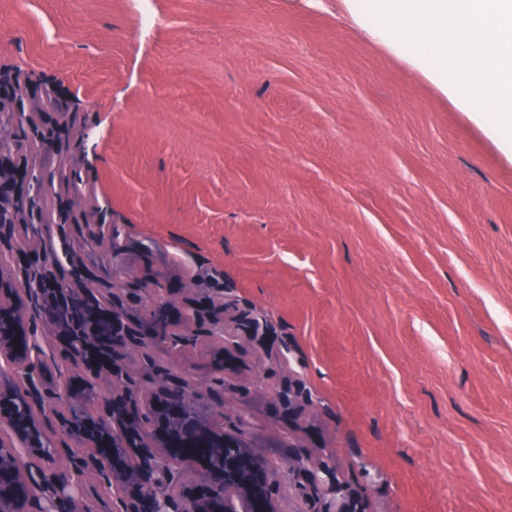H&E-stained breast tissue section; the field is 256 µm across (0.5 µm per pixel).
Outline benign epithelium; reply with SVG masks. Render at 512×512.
I'll return each mask as SVG.
<instances>
[{
    "label": "benign epithelium",
    "instance_id": "benign-epithelium-1",
    "mask_svg": "<svg viewBox=\"0 0 512 512\" xmlns=\"http://www.w3.org/2000/svg\"><path fill=\"white\" fill-rule=\"evenodd\" d=\"M41 109L17 112L0 98V187L26 171L27 201L0 193V240L21 262L0 264V512H280L266 486L278 476L262 448L278 444L224 435V403L209 400L210 375L189 374L176 391L168 376L134 387L127 361L170 357L185 343L224 340L170 330L164 311L176 297L143 286L149 306L125 323L120 277L85 268L80 254L117 248L110 224H86L61 261L43 232L55 223L43 204L53 186L82 194L78 160L49 138L16 130L37 124ZM324 469L288 467L312 487Z\"/></svg>",
    "mask_w": 512,
    "mask_h": 512
}]
</instances>
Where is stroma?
I'll use <instances>...</instances> for the list:
<instances>
[{"mask_svg": "<svg viewBox=\"0 0 512 512\" xmlns=\"http://www.w3.org/2000/svg\"><path fill=\"white\" fill-rule=\"evenodd\" d=\"M434 66L345 0H0V73L58 105L20 141L90 129L120 246L86 267L133 318L160 274L172 324L224 301V342L128 372L208 366L228 436L245 411L278 466L325 463L281 512H512V157Z\"/></svg>", "mask_w": 512, "mask_h": 512, "instance_id": "1", "label": "stroma"}]
</instances>
